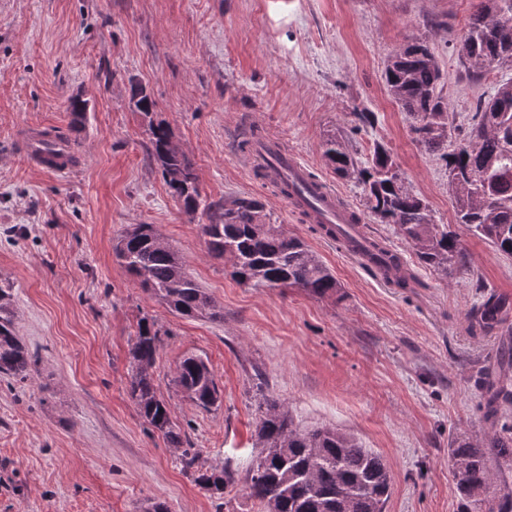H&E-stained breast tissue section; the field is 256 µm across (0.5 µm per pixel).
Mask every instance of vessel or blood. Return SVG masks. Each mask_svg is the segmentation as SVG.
Here are the masks:
<instances>
[{
	"label": "vessel or blood",
	"instance_id": "1",
	"mask_svg": "<svg viewBox=\"0 0 512 512\" xmlns=\"http://www.w3.org/2000/svg\"><path fill=\"white\" fill-rule=\"evenodd\" d=\"M41 134L35 133L29 139L28 149L39 168L59 175L71 173L77 168L78 156L68 141H60L55 152L38 151ZM251 167L267 168L272 179L287 177L290 190L285 199L294 212L305 222L324 224L331 229V240L344 243V252L363 265H371L372 247L363 239L354 236L350 229L354 221L351 209L341 202L332 189L310 178L307 170L294 154L273 138L263 142L249 155Z\"/></svg>",
	"mask_w": 512,
	"mask_h": 512
}]
</instances>
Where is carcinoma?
I'll return each instance as SVG.
<instances>
[{
    "instance_id": "obj_1",
    "label": "carcinoma",
    "mask_w": 512,
    "mask_h": 512,
    "mask_svg": "<svg viewBox=\"0 0 512 512\" xmlns=\"http://www.w3.org/2000/svg\"><path fill=\"white\" fill-rule=\"evenodd\" d=\"M512 0H482L461 37V65L472 80L495 65H512ZM415 52L401 47L388 61L389 93L413 119L412 131L424 148L439 155L448 170L457 221L487 240L497 252L512 256V80L497 87L479 104V120L461 137L454 116L441 96V73L424 42ZM71 124L87 121L82 101L70 102ZM149 155L169 192L184 212H206L199 225L208 253L231 262L238 282L254 287L300 288L316 297H332L341 285L330 268L281 224L271 223L261 201L234 197L203 203L191 159L173 142L168 126L149 125ZM327 165L342 178L362 186L368 207L383 224H394L418 259L445 277L466 267L467 254L457 236L433 222L425 202L406 184L390 151L381 143L362 162L340 134L322 144ZM119 264L141 288L172 313L192 319L224 320V308L187 272L181 254L152 224H133L113 246ZM381 271L397 288H411L414 277L397 255L382 262ZM512 313V299L489 294L471 311V328L492 333ZM12 288L0 286V376L22 381L36 371L37 354L17 330ZM161 329L146 317L138 323L129 350L131 375L127 394L141 418L167 443L180 450L179 459L194 481L213 495H223L233 482L227 467H198V451L170 418L168 404L158 396L152 371ZM488 412L495 416L512 403V351L497 359V375L482 377ZM175 381L198 407L221 404V390L208 363L190 355L179 363ZM257 447L248 483L249 495L263 512H383L391 475L383 458L339 429L296 426L288 408L272 396L258 403ZM460 499L458 512H512V425L501 424L480 440L457 435L449 444Z\"/></svg>"
}]
</instances>
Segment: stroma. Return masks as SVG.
Returning <instances> with one entry per match:
<instances>
[{
  "label": "stroma",
  "mask_w": 512,
  "mask_h": 512,
  "mask_svg": "<svg viewBox=\"0 0 512 512\" xmlns=\"http://www.w3.org/2000/svg\"><path fill=\"white\" fill-rule=\"evenodd\" d=\"M477 0H0V281L13 289L18 331L38 354L24 381L0 380V512H260L247 493L258 402L278 398L303 428L335 427L378 452L391 474L384 512H457L448 443L492 429L479 372L512 332L471 331L483 295L512 298V257L456 221L443 161L416 140L384 69L407 39L427 41L457 124L512 80L498 65L465 74L459 39ZM143 86L154 107L137 111ZM87 103L70 125L72 98ZM370 112L374 121L362 123ZM169 126L190 157L204 201L260 200L273 223L331 269L339 296L252 288L208 256L149 157L148 126ZM278 139L363 218L420 285L396 288L313 231L249 171L235 145L248 128ZM62 131L83 156L71 175L42 171L22 136ZM341 129L366 161L383 143L434 223L452 225L468 263L448 279L421 264L393 225L368 211L355 180L327 166L324 135ZM130 224H154L224 320L173 315L116 261ZM164 332L154 378L202 467L229 466L214 497L126 394L140 318ZM195 354L222 391L204 410L176 368Z\"/></svg>",
  "instance_id": "obj_1"
}]
</instances>
